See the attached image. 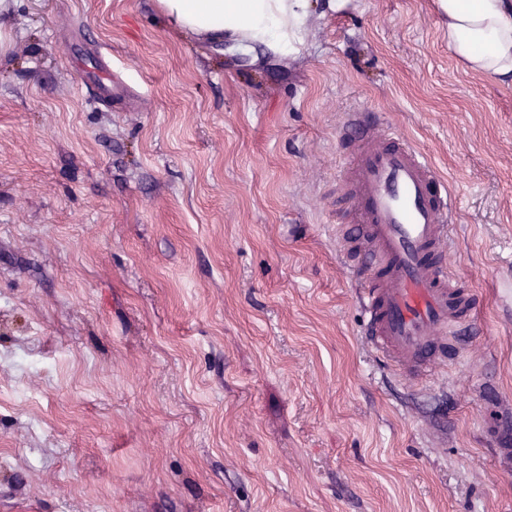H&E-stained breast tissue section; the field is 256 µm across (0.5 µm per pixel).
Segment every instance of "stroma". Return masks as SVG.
Masks as SVG:
<instances>
[{
    "instance_id": "stroma-1",
    "label": "stroma",
    "mask_w": 512,
    "mask_h": 512,
    "mask_svg": "<svg viewBox=\"0 0 512 512\" xmlns=\"http://www.w3.org/2000/svg\"><path fill=\"white\" fill-rule=\"evenodd\" d=\"M0 21V512H512L485 434L512 433V82L457 63L433 0H317L293 54L156 0ZM356 108L447 180L482 300L419 384L365 347L336 240Z\"/></svg>"
}]
</instances>
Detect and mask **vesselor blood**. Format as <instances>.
Instances as JSON below:
<instances>
[{"label":"vessel or blood","mask_w":512,"mask_h":512,"mask_svg":"<svg viewBox=\"0 0 512 512\" xmlns=\"http://www.w3.org/2000/svg\"><path fill=\"white\" fill-rule=\"evenodd\" d=\"M338 186L347 198L337 225L346 265L360 275L368 348L407 380L454 360L471 333L475 295L445 263L455 200L433 163L378 113H348Z\"/></svg>","instance_id":"obj_1"}]
</instances>
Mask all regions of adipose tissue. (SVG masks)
Segmentation results:
<instances>
[{
    "instance_id": "adipose-tissue-1",
    "label": "adipose tissue",
    "mask_w": 512,
    "mask_h": 512,
    "mask_svg": "<svg viewBox=\"0 0 512 512\" xmlns=\"http://www.w3.org/2000/svg\"><path fill=\"white\" fill-rule=\"evenodd\" d=\"M175 32L230 42L243 52L262 45L277 52L303 45L312 0H157ZM448 46L463 67L512 82V0H434Z\"/></svg>"
}]
</instances>
